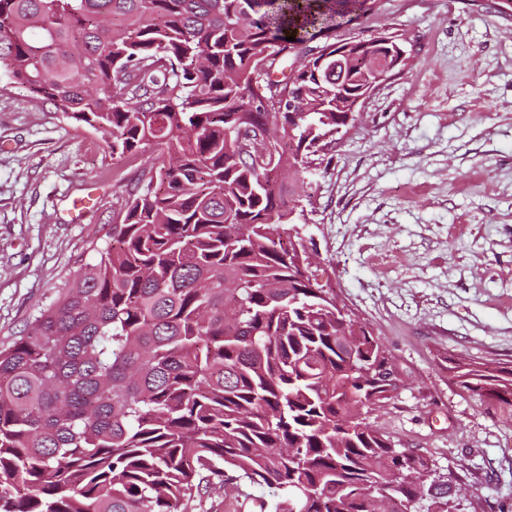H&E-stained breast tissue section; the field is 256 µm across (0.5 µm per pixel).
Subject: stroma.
Segmentation results:
<instances>
[{"instance_id": "1", "label": "stroma", "mask_w": 512, "mask_h": 512, "mask_svg": "<svg viewBox=\"0 0 512 512\" xmlns=\"http://www.w3.org/2000/svg\"><path fill=\"white\" fill-rule=\"evenodd\" d=\"M382 31L405 65L287 176L313 203L299 238L403 375L369 422L461 487L456 512H512V412L447 369L512 365V16L497 0H378L334 38ZM144 164L0 70L1 346L96 262Z\"/></svg>"}]
</instances>
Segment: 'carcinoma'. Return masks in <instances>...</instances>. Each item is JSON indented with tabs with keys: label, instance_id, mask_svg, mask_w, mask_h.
I'll use <instances>...</instances> for the list:
<instances>
[{
	"label": "carcinoma",
	"instance_id": "carcinoma-1",
	"mask_svg": "<svg viewBox=\"0 0 512 512\" xmlns=\"http://www.w3.org/2000/svg\"><path fill=\"white\" fill-rule=\"evenodd\" d=\"M373 4L0 0V68L112 158L153 150L100 259L0 347V512H194L241 485L260 512H450L366 422L398 368L304 274L280 167L336 143L389 57L329 41ZM453 378L512 409V366Z\"/></svg>",
	"mask_w": 512,
	"mask_h": 512
}]
</instances>
